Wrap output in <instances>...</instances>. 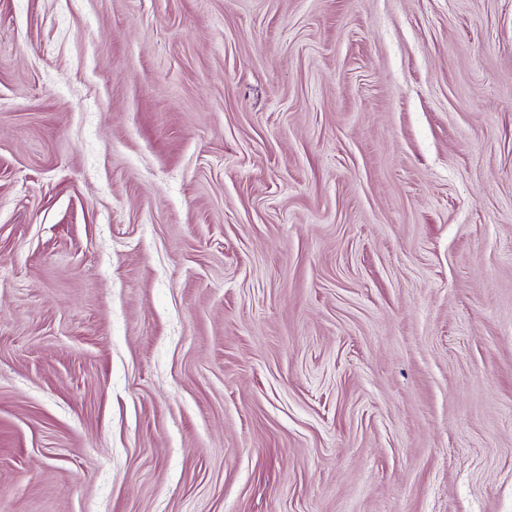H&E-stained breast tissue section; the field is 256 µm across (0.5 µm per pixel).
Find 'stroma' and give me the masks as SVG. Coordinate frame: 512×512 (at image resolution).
Instances as JSON below:
<instances>
[{"instance_id":"stroma-1","label":"stroma","mask_w":512,"mask_h":512,"mask_svg":"<svg viewBox=\"0 0 512 512\" xmlns=\"http://www.w3.org/2000/svg\"><path fill=\"white\" fill-rule=\"evenodd\" d=\"M0 512H512V0H0Z\"/></svg>"}]
</instances>
